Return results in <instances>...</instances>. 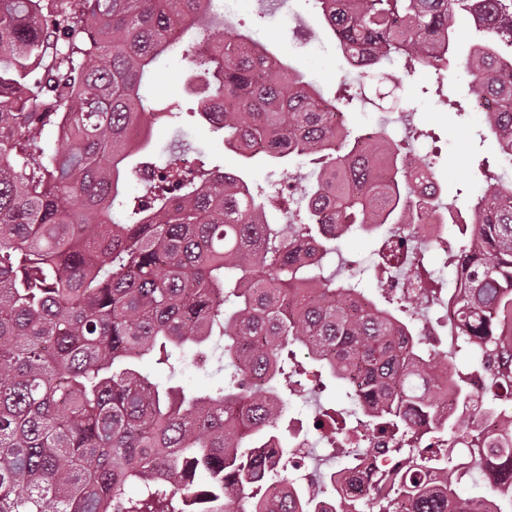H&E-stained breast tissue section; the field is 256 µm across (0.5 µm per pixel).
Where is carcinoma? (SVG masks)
I'll list each match as a JSON object with an SVG mask.
<instances>
[{
  "mask_svg": "<svg viewBox=\"0 0 512 512\" xmlns=\"http://www.w3.org/2000/svg\"><path fill=\"white\" fill-rule=\"evenodd\" d=\"M337 48L361 72L401 63L446 71L464 59L500 166H512V0H313ZM188 92L225 147L277 161L317 156L297 224H270L269 197L211 165L181 135L170 163L125 188L130 161L153 154L142 93L184 31ZM50 96L55 111L39 110ZM194 153L188 171L180 156ZM379 128L350 136L344 108L224 18L219 0H0V512H315V497L266 459L287 453L282 352L299 344L343 384L353 411L407 463L374 483L378 512H477L457 487L472 464L500 465L498 505L512 512V416L468 431V452L423 447L454 436L473 397V352L512 359V191L492 173L458 215L462 268L448 301L468 368H450L424 343L409 302L326 273L334 242L355 229L386 231L377 280L402 272L416 241L387 228L457 210L417 199L424 172ZM82 217L74 219L75 206ZM317 243L310 262L301 241ZM224 340L228 380L203 393L164 385L145 360L175 371ZM136 485L139 495L127 494ZM337 512H373L368 499L321 484Z\"/></svg>",
  "mask_w": 512,
  "mask_h": 512,
  "instance_id": "obj_1",
  "label": "carcinoma"
}]
</instances>
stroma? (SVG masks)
Here are the masks:
<instances>
[{"mask_svg": "<svg viewBox=\"0 0 512 512\" xmlns=\"http://www.w3.org/2000/svg\"><path fill=\"white\" fill-rule=\"evenodd\" d=\"M232 23L247 33H261L263 45L302 72L326 98H335L342 92L343 82L350 78L351 67L320 24L311 0H277L275 5L265 9L260 8L258 0H242L241 10ZM187 71L185 52L177 50L159 62L147 87L148 94L159 106L171 104L180 113L179 118L173 120L164 117L153 120L154 161L166 162L165 146L173 133H181L201 151L217 158L225 172L240 176L251 186L264 188L275 196L276 204L269 210L273 223L297 222L290 194L299 191L301 185L313 177L314 165H277L261 155L245 159L227 150L222 140L210 134L201 120L193 116L197 100L183 91ZM397 79L403 82L402 88L395 92L398 107L382 109L367 103L363 97H356L346 109L350 130L381 124L393 131L396 139H403V132L396 129V121L400 109H408L411 124L435 132L438 137L439 150L433 162L444 202L465 203L481 190L484 184L481 162L486 158L495 159L496 147L483 135L485 127L480 113L456 116L449 112L434 90L439 87L451 96L468 95L470 77L461 67L444 74L420 68L408 77L399 66L388 64L381 68L379 80L383 86H391ZM379 246L378 235L362 231L340 239L337 243L339 256L347 261L346 267L339 271L340 277L360 283L368 293H377L370 268ZM147 371L155 381L191 391H204L222 384L228 376L227 371L219 370L213 359L202 367L182 366L174 374L166 367L155 365L148 366ZM343 406V390L338 383L327 381L325 389L321 390L316 382L308 380L291 396L288 415L309 423L320 409Z\"/></svg>", "mask_w": 512, "mask_h": 512, "instance_id": "1", "label": "stroma"}]
</instances>
